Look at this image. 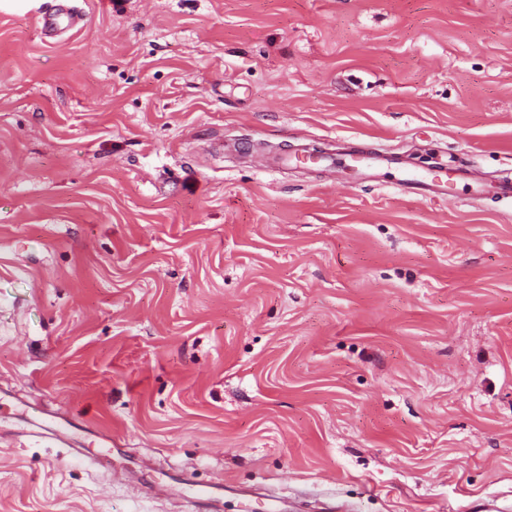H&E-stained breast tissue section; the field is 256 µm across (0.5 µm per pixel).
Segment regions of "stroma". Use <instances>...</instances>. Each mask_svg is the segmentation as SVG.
<instances>
[{"label": "stroma", "instance_id": "obj_1", "mask_svg": "<svg viewBox=\"0 0 512 512\" xmlns=\"http://www.w3.org/2000/svg\"><path fill=\"white\" fill-rule=\"evenodd\" d=\"M58 2L0 0V512L512 503V0ZM62 0L55 13L39 16L38 23L41 36L48 40H60L67 31L81 27L83 15L69 3ZM442 176H445L446 180H444ZM454 176V169L441 168L435 173L421 178L409 175L398 184V187L400 189L403 187L418 188L427 191L426 195H439L443 194L444 187L447 185L448 180Z\"/></svg>", "mask_w": 512, "mask_h": 512}]
</instances>
